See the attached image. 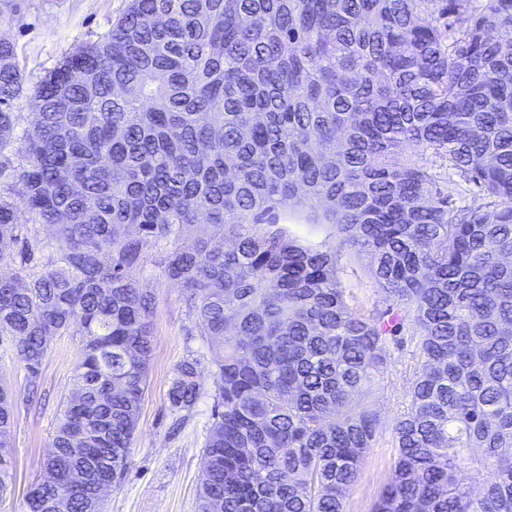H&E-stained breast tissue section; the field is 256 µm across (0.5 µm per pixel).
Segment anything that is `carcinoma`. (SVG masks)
<instances>
[{
    "label": "carcinoma",
    "instance_id": "cac0c4a2",
    "mask_svg": "<svg viewBox=\"0 0 512 512\" xmlns=\"http://www.w3.org/2000/svg\"><path fill=\"white\" fill-rule=\"evenodd\" d=\"M24 85L0 41V265L21 272L0 277V343L33 395L51 341L81 336L27 512H89L127 470L155 255L219 351L198 512H345L379 426L360 397L408 340L373 512H512V0H129L34 86L17 152ZM445 161L479 203L451 207ZM201 216L234 247H177ZM363 252L367 310L340 265ZM200 364L168 389L180 423ZM14 408L0 377V495ZM281 222H283V224H286V227H289L291 231L298 233V235L300 236L307 237L308 239L313 240L315 242H320L327 239V241L331 244L334 243L335 241V237H328L329 233L331 232V229L326 224H292V222L294 221L288 220V218H286L285 220H281Z\"/></svg>",
    "mask_w": 512,
    "mask_h": 512
}]
</instances>
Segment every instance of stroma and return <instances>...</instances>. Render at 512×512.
<instances>
[{"mask_svg": "<svg viewBox=\"0 0 512 512\" xmlns=\"http://www.w3.org/2000/svg\"><path fill=\"white\" fill-rule=\"evenodd\" d=\"M129 0H13L0 17V39L13 43L28 88L13 109L21 120L17 135L32 132L36 101L32 88L75 47L97 41L125 12ZM157 297L153 354L141 417L123 478L105 498L106 512H196L197 490L204 468L202 448L212 423L214 365L205 359L203 394L181 429H173L174 414L167 391L175 369L188 351L207 352L200 337L190 335L192 318L181 288L158 275L154 263L139 273ZM78 337L55 338L42 367L39 399L26 402L24 372L11 355L0 356L5 374L21 401L8 448L15 468L11 493L0 501V512H26L28 487L43 475L57 419L72 392V371L79 356ZM412 374L409 347L392 349L386 368L375 374L362 402L377 413V443L366 456L361 474L350 489L345 512H371L389 481L393 448L388 440L393 423L409 407L408 378Z\"/></svg>", "mask_w": 512, "mask_h": 512, "instance_id": "obj_1", "label": "stroma"}]
</instances>
